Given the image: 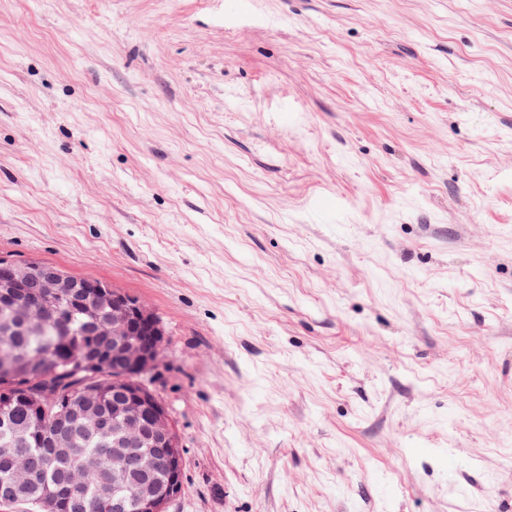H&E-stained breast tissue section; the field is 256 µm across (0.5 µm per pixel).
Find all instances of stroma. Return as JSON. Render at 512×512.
<instances>
[{
  "instance_id": "stroma-1",
  "label": "stroma",
  "mask_w": 512,
  "mask_h": 512,
  "mask_svg": "<svg viewBox=\"0 0 512 512\" xmlns=\"http://www.w3.org/2000/svg\"><path fill=\"white\" fill-rule=\"evenodd\" d=\"M165 328L166 512H512V0H0V258Z\"/></svg>"
}]
</instances>
